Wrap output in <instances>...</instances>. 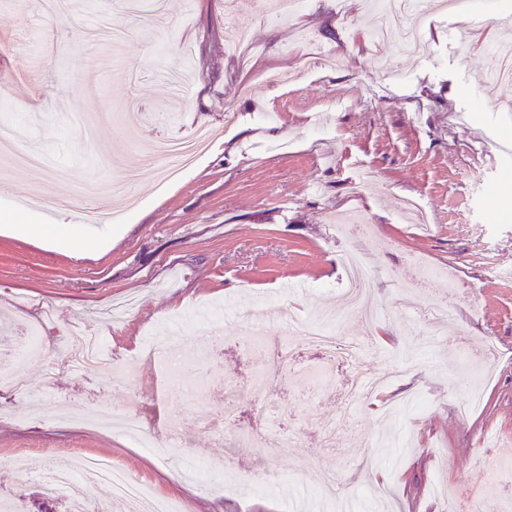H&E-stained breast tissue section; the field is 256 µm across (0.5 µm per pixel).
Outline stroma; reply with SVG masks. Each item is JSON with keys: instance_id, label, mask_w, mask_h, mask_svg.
Instances as JSON below:
<instances>
[{"instance_id": "obj_1", "label": "stroma", "mask_w": 512, "mask_h": 512, "mask_svg": "<svg viewBox=\"0 0 512 512\" xmlns=\"http://www.w3.org/2000/svg\"><path fill=\"white\" fill-rule=\"evenodd\" d=\"M48 16L40 0H0V124L20 122L21 147L41 149L42 168L0 155V210L24 192L93 198L114 214L90 230L104 255L72 259L61 248L0 231V315L22 333L42 309L52 312L44 345L13 370L16 387L0 386V499L14 512H37L40 490L14 484L15 464L41 475L70 470L75 452L108 457L183 512H376L378 488L387 512H446L440 486L512 500L492 486L479 448L496 437L512 448V81L483 84L488 46L501 42L494 24L460 34L425 0L421 34L429 59L400 52L396 42L360 39L369 25L366 0H308L293 21L263 13L259 0H173L156 33L134 31L118 0H90ZM132 28L120 45L91 42V20ZM250 27L251 49L225 48L231 24ZM191 43L195 57L184 63ZM238 99L234 119L224 99ZM35 98L36 110L18 104ZM72 113L89 120L68 122ZM212 137L197 163L159 181L144 147L194 127ZM372 177L361 194L350 182ZM421 203L425 226L401 223L404 197ZM359 211L372 237L340 239L333 215ZM375 270L371 285L383 318L368 336L356 316L339 323L336 343H359L373 377H389L401 359L415 370L391 379L375 403L356 405L353 366L298 343L275 390L257 380L258 357L240 346L249 325L235 305L263 311L268 344L286 341L288 319L334 307L343 253ZM426 266L431 281H421ZM449 320L427 330L400 311L401 293ZM96 333L117 359L84 371L66 360V330ZM186 325L215 347L207 364L189 366L186 385L210 386L201 404L174 408L164 365L140 351L160 331ZM481 377L475 408L454 406ZM253 400L278 406L277 429L295 432L288 448L218 445L199 420L227 427V383ZM431 408L401 429L384 425V406L411 394ZM50 398L66 410L65 426L32 415L31 400ZM108 407L136 420L149 437L179 418L185 448L157 455L119 427L88 419ZM353 424L328 443L324 424L342 415ZM406 431L414 447L397 446ZM217 462L223 479L198 490L181 477L194 460Z\"/></svg>"}]
</instances>
